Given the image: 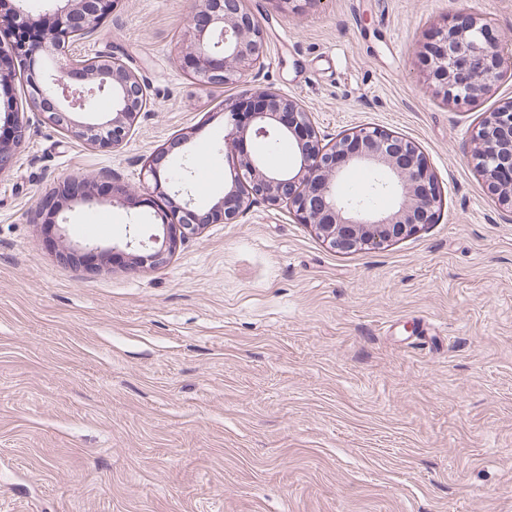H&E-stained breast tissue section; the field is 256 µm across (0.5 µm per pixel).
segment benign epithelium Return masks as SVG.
<instances>
[{
  "label": "benign epithelium",
  "mask_w": 512,
  "mask_h": 512,
  "mask_svg": "<svg viewBox=\"0 0 512 512\" xmlns=\"http://www.w3.org/2000/svg\"><path fill=\"white\" fill-rule=\"evenodd\" d=\"M53 12L35 14L18 7L13 17L26 24L35 21L42 31L41 53L18 36L9 50L0 46V60L11 54L27 68V105L48 114V119L72 136L105 149L119 147L148 105L146 84L124 60L98 57L89 61L72 52L74 44L94 34L114 7V0H56ZM191 41L182 56L185 70L208 87L239 86L241 97L224 107V141L238 151L237 165L224 183V196L202 213L188 177L176 176L185 164L169 158L181 146L179 137L157 149L146 171L159 176L169 161L172 206L154 209L151 195L131 196L127 185L112 183V199L132 208L153 210L154 226L162 234L142 237L139 225L126 233L125 248L139 252L135 259L157 267L168 261L182 240L206 224H231L252 200L271 207L285 205L302 224L314 226L318 236L334 250L349 252L359 246L381 248L433 223L442 197L433 171L413 141L382 129L352 131L332 143H323L305 107L295 98L272 89L251 92L257 65L265 53L263 31L245 0H203L190 21ZM487 27L475 18L464 24H446L420 56L428 79L444 99L470 104L486 94L512 68L496 43L486 37ZM60 61L50 70L43 56ZM105 93L112 111L96 112L91 101ZM0 137V172L11 167L14 151L26 139V122L19 110L7 112ZM271 136L288 140L293 163L288 170L269 169L262 146ZM473 160L480 176L500 205L512 209V100L485 113L471 134ZM364 168L376 175L383 190L393 192L397 204L372 208L347 201L339 185L347 171Z\"/></svg>",
  "instance_id": "7a95c632"
}]
</instances>
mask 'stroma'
Segmentation results:
<instances>
[{
  "label": "stroma",
  "mask_w": 512,
  "mask_h": 512,
  "mask_svg": "<svg viewBox=\"0 0 512 512\" xmlns=\"http://www.w3.org/2000/svg\"><path fill=\"white\" fill-rule=\"evenodd\" d=\"M200 2L119 0L76 43L149 84L120 148L29 108L0 174V512H512V211L470 141L512 74L455 104L418 62L471 16L512 54V0H246L254 89L302 100L321 138L376 127L423 149L444 205L416 234L342 253L257 202L153 268L113 256L131 216L104 192L57 233L42 205L69 181L113 174L168 207L144 165L181 136L197 202L222 196L238 90L179 66Z\"/></svg>",
  "instance_id": "stroma-1"
}]
</instances>
